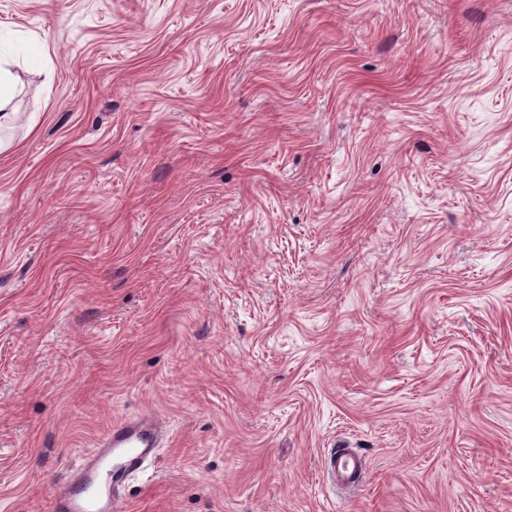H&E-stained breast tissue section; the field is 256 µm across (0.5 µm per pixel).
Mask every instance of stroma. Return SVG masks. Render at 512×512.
Wrapping results in <instances>:
<instances>
[{"mask_svg": "<svg viewBox=\"0 0 512 512\" xmlns=\"http://www.w3.org/2000/svg\"><path fill=\"white\" fill-rule=\"evenodd\" d=\"M1 27L45 63L0 131V512L143 412L171 440L122 512H512V0ZM326 468L333 487L340 492H350L362 484L366 462L349 448H332L326 458Z\"/></svg>", "mask_w": 512, "mask_h": 512, "instance_id": "obj_1", "label": "stroma"}]
</instances>
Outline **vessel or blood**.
Instances as JSON below:
<instances>
[{
    "mask_svg": "<svg viewBox=\"0 0 512 512\" xmlns=\"http://www.w3.org/2000/svg\"><path fill=\"white\" fill-rule=\"evenodd\" d=\"M162 430L150 416L114 422L98 439L94 452L84 455L70 479L60 486L52 512H119L122 487L155 457ZM332 485L340 492L357 489L366 462L347 448H334L326 458Z\"/></svg>",
    "mask_w": 512,
    "mask_h": 512,
    "instance_id": "obj_1",
    "label": "vessel or blood"
}]
</instances>
